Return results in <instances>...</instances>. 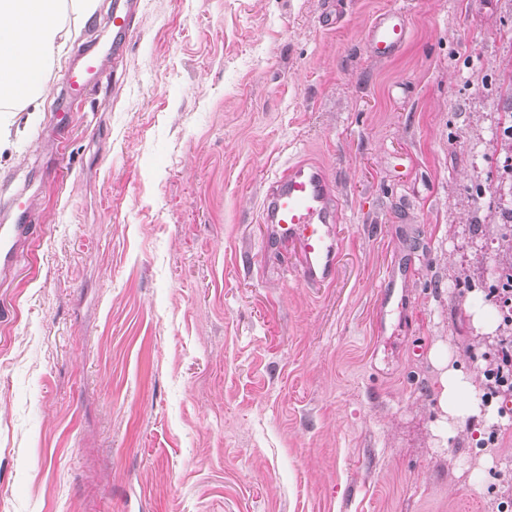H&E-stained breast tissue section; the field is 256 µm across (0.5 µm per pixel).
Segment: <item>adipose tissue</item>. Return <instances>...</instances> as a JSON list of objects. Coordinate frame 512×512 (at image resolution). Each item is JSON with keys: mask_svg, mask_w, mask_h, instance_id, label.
<instances>
[{"mask_svg": "<svg viewBox=\"0 0 512 512\" xmlns=\"http://www.w3.org/2000/svg\"><path fill=\"white\" fill-rule=\"evenodd\" d=\"M58 0H0V101L25 110L46 83V62L52 58L62 30L56 21ZM441 370L438 403L448 418L478 414L475 376L436 355Z\"/></svg>", "mask_w": 512, "mask_h": 512, "instance_id": "adipose-tissue-1", "label": "adipose tissue"}]
</instances>
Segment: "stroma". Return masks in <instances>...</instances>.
<instances>
[{
    "mask_svg": "<svg viewBox=\"0 0 512 512\" xmlns=\"http://www.w3.org/2000/svg\"><path fill=\"white\" fill-rule=\"evenodd\" d=\"M0 112V512H497L512 417L446 430L433 346L480 372L474 280L512 180V0H138L116 71ZM403 8L396 58L365 32ZM335 184L334 282L265 246L286 162ZM414 274L387 311L393 262ZM18 218H30L34 214L31 199L21 196L14 202L6 215L2 216L0 224V275L14 273L18 265V253L23 242V231L31 224H3L11 215Z\"/></svg>",
    "mask_w": 512,
    "mask_h": 512,
    "instance_id": "stroma-1",
    "label": "stroma"
}]
</instances>
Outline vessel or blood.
I'll list each match as a JSON object with an SVG mask.
<instances>
[{"label":"vessel or blood","mask_w":512,"mask_h":512,"mask_svg":"<svg viewBox=\"0 0 512 512\" xmlns=\"http://www.w3.org/2000/svg\"><path fill=\"white\" fill-rule=\"evenodd\" d=\"M408 40L404 10H385L373 19L368 49L373 57L388 60L398 55ZM105 59L92 52L90 42L81 43L64 72L63 90L72 97L96 84L102 77ZM262 220L267 226V243L275 248L293 247L300 258L302 281L323 285L336 276L339 238L338 208L334 187L322 167L289 163L268 184L263 196ZM18 223L0 224V275L14 272L23 242V219L34 213L31 199L19 197L10 208Z\"/></svg>","instance_id":"1"}]
</instances>
